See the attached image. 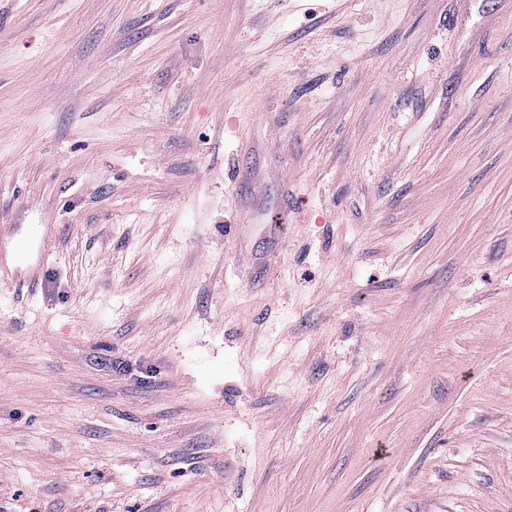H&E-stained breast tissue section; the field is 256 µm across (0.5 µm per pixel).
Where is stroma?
<instances>
[{
    "mask_svg": "<svg viewBox=\"0 0 512 512\" xmlns=\"http://www.w3.org/2000/svg\"><path fill=\"white\" fill-rule=\"evenodd\" d=\"M0 512H512V0H0Z\"/></svg>",
    "mask_w": 512,
    "mask_h": 512,
    "instance_id": "stroma-1",
    "label": "stroma"
}]
</instances>
